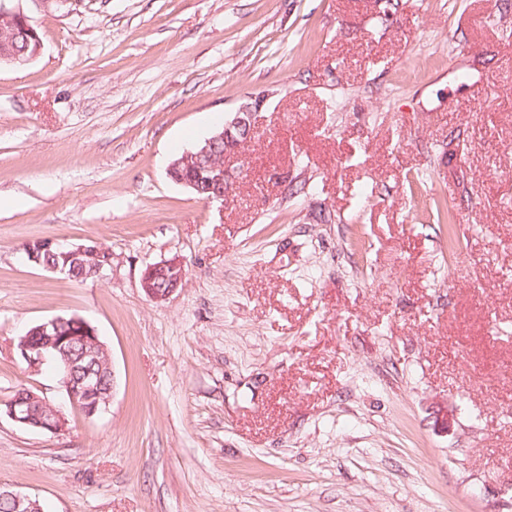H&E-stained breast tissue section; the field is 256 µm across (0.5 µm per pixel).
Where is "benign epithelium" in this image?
<instances>
[{"label": "benign epithelium", "instance_id": "1", "mask_svg": "<svg viewBox=\"0 0 512 512\" xmlns=\"http://www.w3.org/2000/svg\"><path fill=\"white\" fill-rule=\"evenodd\" d=\"M13 0H0V19L17 26L20 37H37L34 27L23 10L12 6ZM42 48L36 41L32 54L25 55L11 47L4 48L0 58L8 65H24L34 59ZM265 98L254 97L243 102L232 113L224 125L204 144L183 157L174 160L168 175L198 194H205L207 202L224 201L238 181L240 171L215 161L218 151L223 157L235 154L241 143L255 138L264 124L262 107ZM54 249L56 260L43 261L39 253ZM28 260L45 270L69 278L76 271L86 280H97L112 267V254L96 245H68L53 240L44 244L40 240L25 246ZM185 277V265L178 256L163 259L148 265L142 273L140 286L145 295L154 302L169 298ZM83 346V357L97 358L107 352L96 328L86 319L72 315L59 316L29 328L19 337L17 350L21 358L32 368H37L48 360L58 366V377L73 410L87 418H92L106 410L112 399L114 383L104 385L102 373L91 370L77 371V361L72 356V347ZM5 414L16 424L26 428L39 429L52 434H62L68 430L69 419L59 408L40 397L32 390L18 394L3 403ZM0 495L10 497L16 504V512H43L37 496L21 493L0 484Z\"/></svg>", "mask_w": 512, "mask_h": 512}]
</instances>
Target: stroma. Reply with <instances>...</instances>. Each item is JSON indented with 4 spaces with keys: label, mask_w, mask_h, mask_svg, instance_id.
<instances>
[{
    "label": "stroma",
    "mask_w": 512,
    "mask_h": 512,
    "mask_svg": "<svg viewBox=\"0 0 512 512\" xmlns=\"http://www.w3.org/2000/svg\"><path fill=\"white\" fill-rule=\"evenodd\" d=\"M21 6L42 49L0 65V402L66 404L16 349L56 316L95 326L114 390L61 435L0 414V483L46 512H512V0H399L385 29L379 0ZM251 96L232 194L170 180ZM44 238L112 266L51 274ZM430 210L433 220L435 221V224H438L439 229L446 228L448 231V252L449 254L454 255L459 245L454 231V214L448 210L447 206L442 205L435 199L432 201ZM43 240L29 242L25 246V252L28 260L43 267L45 270L69 278L75 281L97 280L103 277L104 272L112 266V254L96 245H68L48 240L46 246H43ZM54 247L56 251V260L46 252L42 253L44 260L41 261L39 253ZM54 260L55 262H51ZM81 269V278L74 275V272ZM185 277V265L179 256L162 259L148 265L142 273L140 286L145 295L154 302L169 298ZM165 282L161 284V279Z\"/></svg>",
    "instance_id": "1"
}]
</instances>
